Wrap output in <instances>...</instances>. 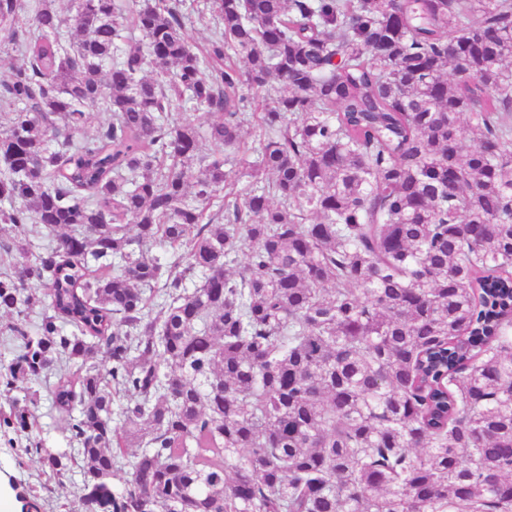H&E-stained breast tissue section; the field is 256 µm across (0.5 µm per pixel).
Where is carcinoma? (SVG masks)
Masks as SVG:
<instances>
[{"label": "carcinoma", "instance_id": "1", "mask_svg": "<svg viewBox=\"0 0 512 512\" xmlns=\"http://www.w3.org/2000/svg\"><path fill=\"white\" fill-rule=\"evenodd\" d=\"M54 2L0 0L18 457L82 512H512V0H210L202 47L166 0ZM30 386L38 390L41 395V402L35 409V416L42 427V437L46 441V446L54 449L66 448L61 417L50 408L49 385L41 383Z\"/></svg>", "mask_w": 512, "mask_h": 512}]
</instances>
